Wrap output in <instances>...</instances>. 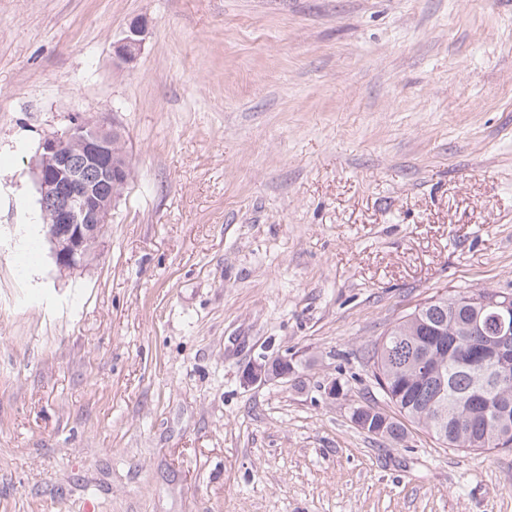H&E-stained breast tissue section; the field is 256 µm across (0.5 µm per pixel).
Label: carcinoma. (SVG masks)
Segmentation results:
<instances>
[{"instance_id": "obj_1", "label": "carcinoma", "mask_w": 512, "mask_h": 512, "mask_svg": "<svg viewBox=\"0 0 512 512\" xmlns=\"http://www.w3.org/2000/svg\"><path fill=\"white\" fill-rule=\"evenodd\" d=\"M487 289L431 298L387 330L372 352L373 376L401 419L358 407L362 429L400 442L405 422L443 443L473 451L512 448V383L485 398L484 378L470 367L478 357L474 325L489 315L478 299ZM432 348L445 384L417 370L422 352Z\"/></svg>"}]
</instances>
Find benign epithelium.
Returning a JSON list of instances; mask_svg holds the SVG:
<instances>
[{"label": "benign epithelium", "mask_w": 512, "mask_h": 512, "mask_svg": "<svg viewBox=\"0 0 512 512\" xmlns=\"http://www.w3.org/2000/svg\"><path fill=\"white\" fill-rule=\"evenodd\" d=\"M144 17L133 20L124 38L114 46L118 60L130 63L141 51L146 33ZM123 132L100 118L75 120L64 131L42 138L35 165L38 203L52 218L45 225L53 257L61 270L84 266L93 255L89 244L112 223L115 196L112 186L127 181L128 164L112 156V141ZM81 144L73 148V142ZM485 308L493 312L494 325L487 328L484 346L498 357L495 378L500 385L512 378V299L490 295ZM286 357L254 361L244 372L245 384L284 379L290 375Z\"/></svg>", "instance_id": "1"}]
</instances>
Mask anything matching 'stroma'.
<instances>
[{"label":"stroma","mask_w":512,"mask_h":512,"mask_svg":"<svg viewBox=\"0 0 512 512\" xmlns=\"http://www.w3.org/2000/svg\"><path fill=\"white\" fill-rule=\"evenodd\" d=\"M101 116L131 179L63 272L36 152ZM478 288L512 292V0H0V512H512V448L352 419L394 412L387 329ZM262 356L294 370L244 386ZM146 28L147 20L144 17L136 18L130 23L124 38L114 46L118 60L130 63L136 59L141 51ZM358 414L365 420L366 426H360L370 434L387 438L392 442H400L406 435L405 424L394 417H389L370 407H358L353 411L352 417Z\"/></svg>","instance_id":"35a3bbf8"}]
</instances>
